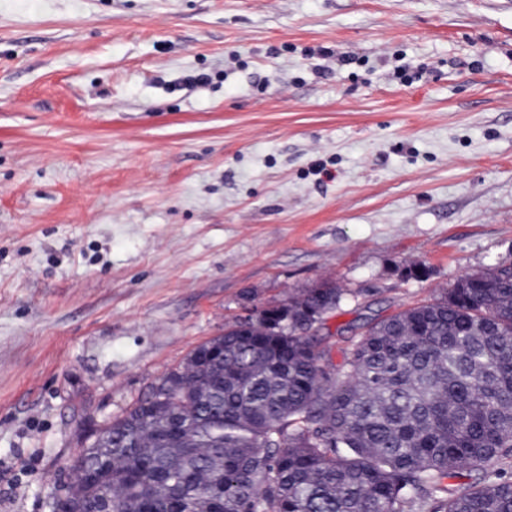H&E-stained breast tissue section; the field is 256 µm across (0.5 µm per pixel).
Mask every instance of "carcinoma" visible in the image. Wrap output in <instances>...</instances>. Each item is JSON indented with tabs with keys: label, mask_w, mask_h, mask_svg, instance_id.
Segmentation results:
<instances>
[{
	"label": "carcinoma",
	"mask_w": 512,
	"mask_h": 512,
	"mask_svg": "<svg viewBox=\"0 0 512 512\" xmlns=\"http://www.w3.org/2000/svg\"><path fill=\"white\" fill-rule=\"evenodd\" d=\"M342 294L196 347L96 432L72 512H512V265L364 324L335 366L306 321Z\"/></svg>",
	"instance_id": "1"
}]
</instances>
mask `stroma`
I'll use <instances>...</instances> for the list:
<instances>
[{
  "mask_svg": "<svg viewBox=\"0 0 512 512\" xmlns=\"http://www.w3.org/2000/svg\"><path fill=\"white\" fill-rule=\"evenodd\" d=\"M510 263L512 0H0V512L254 307Z\"/></svg>",
  "mask_w": 512,
  "mask_h": 512,
  "instance_id": "35a3bbf8",
  "label": "stroma"
}]
</instances>
